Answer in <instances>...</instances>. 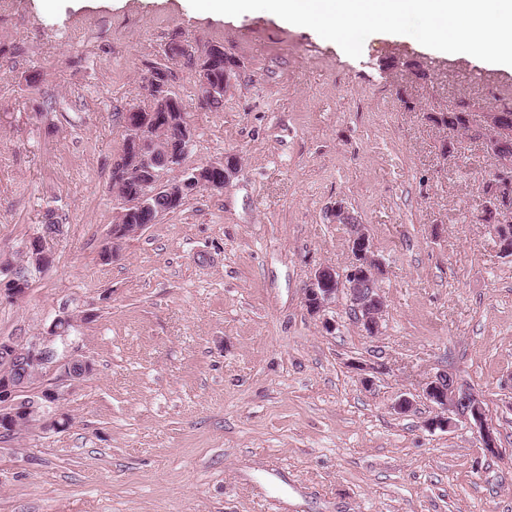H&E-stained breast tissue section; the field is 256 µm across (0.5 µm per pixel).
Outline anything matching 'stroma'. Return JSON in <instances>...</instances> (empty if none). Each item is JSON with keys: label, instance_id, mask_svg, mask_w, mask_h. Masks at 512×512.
<instances>
[{"label": "stroma", "instance_id": "stroma-1", "mask_svg": "<svg viewBox=\"0 0 512 512\" xmlns=\"http://www.w3.org/2000/svg\"><path fill=\"white\" fill-rule=\"evenodd\" d=\"M178 38L240 65L217 109L174 65L184 165L234 155L239 172L105 263L124 116ZM462 101L512 104V71L389 33L354 59L274 14L188 0H0V261L47 211L63 224L50 271L0 300V336L97 310L70 426L0 448V512H512V258L476 221L485 145L436 121ZM339 201L384 263L373 337L346 297L304 305L316 267L353 262ZM442 370L482 395L501 455L468 425L427 428L422 385Z\"/></svg>", "mask_w": 512, "mask_h": 512}]
</instances>
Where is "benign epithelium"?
I'll return each instance as SVG.
<instances>
[{"mask_svg":"<svg viewBox=\"0 0 512 512\" xmlns=\"http://www.w3.org/2000/svg\"><path fill=\"white\" fill-rule=\"evenodd\" d=\"M220 51L214 46L198 52L189 42L176 41L165 51V62L160 68L173 74L171 65L182 60L192 62L198 73L205 94L215 96L229 93L238 74V67L224 73L222 81L210 75V55ZM151 106L147 110L135 109L124 117L126 140L132 146V157L119 154L112 162L117 174L131 168L143 176L145 192L130 203L136 209H146L156 198H165L169 207L176 208L186 196L200 189L222 192L236 176L239 161L233 155L211 161L181 174L177 182L164 175L169 170L182 167L184 156L193 144L190 125L175 124L168 120V113L176 111L179 97L173 82L164 83L148 76L146 83ZM479 125L487 131L485 146L493 158L494 167L485 181L483 217H492V226L500 253L512 256V206L501 205L494 200L499 186L512 183V157L500 152V145L512 138V125L503 119L502 113L483 112ZM128 211L119 210L115 224L100 251L104 261H110L123 240V230ZM329 216L350 230V245L354 257L349 271L344 275L336 269L318 267L304 288L303 299L307 310L317 315L333 303L336 296H347L349 307L362 330L369 336L380 331V317L385 302L379 287L383 264L374 253L364 225L357 223L347 208L338 203ZM29 249L39 254L38 267L49 270L54 259L46 247V238L36 234ZM16 265L10 261L0 263V299L17 301L25 297V279L15 273ZM75 317L62 308L39 336H0V445L13 440L16 422H24V428L36 427L47 433L57 429L55 418L68 384L79 381L93 370L92 363L79 355L76 337H59L60 325ZM423 397L432 404L434 415L426 421L431 429L449 430L458 422L467 423L476 430L482 448L491 456L500 455L498 428L487 412L483 400L470 388L459 384L446 371L431 376L422 390Z\"/></svg>","mask_w":512,"mask_h":512,"instance_id":"obj_1","label":"benign epithelium"}]
</instances>
